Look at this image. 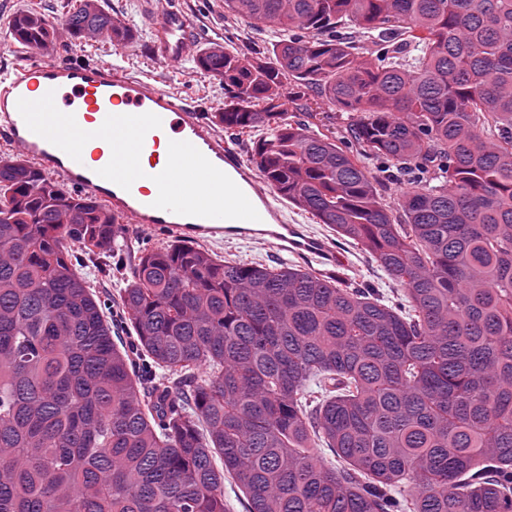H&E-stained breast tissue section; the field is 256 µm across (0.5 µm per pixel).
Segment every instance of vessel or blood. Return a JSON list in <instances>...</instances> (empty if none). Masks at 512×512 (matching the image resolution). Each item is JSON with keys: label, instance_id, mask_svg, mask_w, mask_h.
Returning <instances> with one entry per match:
<instances>
[{"label": "vessel or blood", "instance_id": "b4317fda", "mask_svg": "<svg viewBox=\"0 0 512 512\" xmlns=\"http://www.w3.org/2000/svg\"><path fill=\"white\" fill-rule=\"evenodd\" d=\"M152 11L149 52L177 65L194 22L164 0ZM0 138L116 219L195 241L261 239L285 251H327L323 239L288 222L252 164L154 77L111 63L30 60L0 74Z\"/></svg>", "mask_w": 512, "mask_h": 512}]
</instances>
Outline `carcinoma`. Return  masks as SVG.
<instances>
[{
    "label": "carcinoma",
    "instance_id": "carcinoma-1",
    "mask_svg": "<svg viewBox=\"0 0 512 512\" xmlns=\"http://www.w3.org/2000/svg\"><path fill=\"white\" fill-rule=\"evenodd\" d=\"M224 9L282 38L200 50L214 119L267 129L256 170L402 297L174 240L120 289V346L78 267L125 228L0 157V512H226V476L247 512H512V0ZM9 26L45 53L133 36L101 0ZM312 92L351 139L286 121ZM364 157L417 174L402 216Z\"/></svg>",
    "mask_w": 512,
    "mask_h": 512
}]
</instances>
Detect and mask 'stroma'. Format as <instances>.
<instances>
[{
	"label": "stroma",
	"instance_id": "35a3bbf8",
	"mask_svg": "<svg viewBox=\"0 0 512 512\" xmlns=\"http://www.w3.org/2000/svg\"><path fill=\"white\" fill-rule=\"evenodd\" d=\"M75 0H0V69L20 66L32 59L34 50L19 44L10 34L9 21L17 13L36 10L49 16L68 11ZM112 13L118 14L131 28L133 39L122 46L107 40L70 42L57 50L56 59L68 62H116L131 74L154 76L161 86L177 92L197 105L205 117L224 107V85L205 74L197 64L200 50L209 43H226L247 52L253 49L269 51L279 35L269 28H254L244 20L225 15L224 0H168L170 7L189 14L198 31L186 57L174 67L153 59L147 52L151 39L152 0H104ZM288 221L305 231L323 238L339 256L338 264L325 262L316 256L298 257L286 254L262 241L216 240L205 247L219 259L244 263H259L268 267L295 264L340 276L362 288L378 289L384 296L396 298L400 291L365 254L342 240L327 225L317 223L293 204H286Z\"/></svg>",
	"mask_w": 512,
	"mask_h": 512
}]
</instances>
